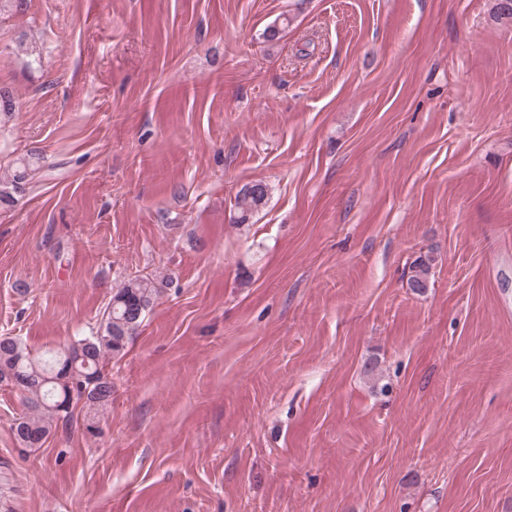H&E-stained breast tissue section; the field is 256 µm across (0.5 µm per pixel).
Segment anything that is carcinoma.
I'll return each mask as SVG.
<instances>
[{"mask_svg": "<svg viewBox=\"0 0 512 512\" xmlns=\"http://www.w3.org/2000/svg\"><path fill=\"white\" fill-rule=\"evenodd\" d=\"M35 154L20 160L10 187L0 186V202L11 200V191L26 181ZM266 185L245 186L236 198V222L244 224L265 202ZM159 295L155 278L128 279L112 296L105 318L91 335L84 336L53 354H37L16 336H0V383L23 385L25 411L13 419L12 431L22 447L34 451L67 420L75 405L86 408L88 428L112 401V378L104 372L107 359L124 353L129 341Z\"/></svg>", "mask_w": 512, "mask_h": 512, "instance_id": "obj_1", "label": "carcinoma"}]
</instances>
